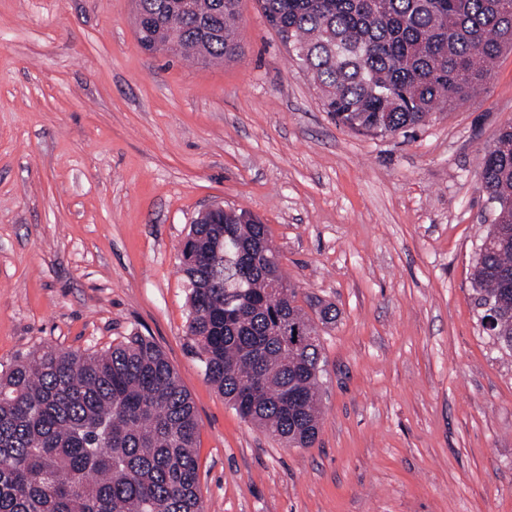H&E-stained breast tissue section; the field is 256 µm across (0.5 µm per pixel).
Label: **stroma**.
Returning a JSON list of instances; mask_svg holds the SVG:
<instances>
[{
	"label": "stroma",
	"mask_w": 512,
	"mask_h": 512,
	"mask_svg": "<svg viewBox=\"0 0 512 512\" xmlns=\"http://www.w3.org/2000/svg\"><path fill=\"white\" fill-rule=\"evenodd\" d=\"M239 11L240 55L195 64L141 47L134 0H0V369L152 339L195 403L206 512H512V354L471 284L512 49L464 106L376 137L323 111L257 0ZM217 204L336 308L313 447L242 419L187 334L180 250Z\"/></svg>",
	"instance_id": "35a3bbf8"
}]
</instances>
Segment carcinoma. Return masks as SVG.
Returning a JSON list of instances; mask_svg holds the SVG:
<instances>
[{"label":"carcinoma","instance_id":"cac0c4a2","mask_svg":"<svg viewBox=\"0 0 512 512\" xmlns=\"http://www.w3.org/2000/svg\"><path fill=\"white\" fill-rule=\"evenodd\" d=\"M142 46L233 59L239 0H135ZM324 110L393 136L482 88L512 44V0H258ZM495 205L472 273L478 320L512 352V125L482 158ZM180 264L188 333L207 380L289 448L320 429L319 325L283 274L268 225L242 209L191 225ZM194 402L164 353L132 336L103 351L44 345L0 371V512H205Z\"/></svg>","mask_w":512,"mask_h":512}]
</instances>
